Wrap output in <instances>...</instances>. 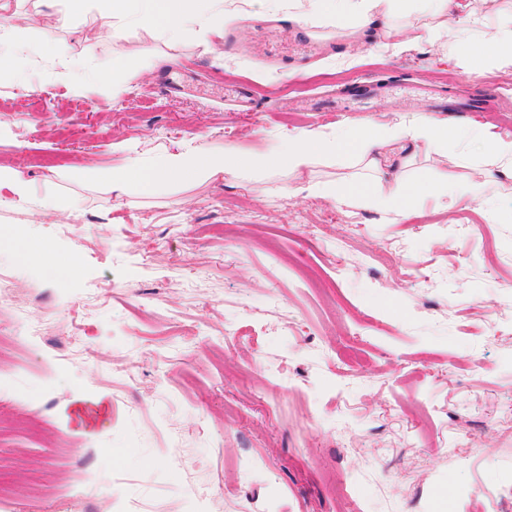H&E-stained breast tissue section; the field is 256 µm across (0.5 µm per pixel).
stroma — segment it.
Wrapping results in <instances>:
<instances>
[{"label": "stroma", "mask_w": 512, "mask_h": 512, "mask_svg": "<svg viewBox=\"0 0 512 512\" xmlns=\"http://www.w3.org/2000/svg\"><path fill=\"white\" fill-rule=\"evenodd\" d=\"M242 9L170 41L101 32L91 11L59 25L54 0H0L18 54L0 73V169L32 196L0 189V274L27 319L50 323L35 342L0 310V512H507L511 179L451 211L421 195L404 217L311 192L352 178L342 159L259 190L224 175L118 194L90 172L423 121L425 90L488 100L445 118L512 139V65L467 68L438 40L393 57L376 28L355 42L321 26L298 47L263 0ZM365 80L384 89L369 107L301 109ZM239 86L253 111L225 98ZM474 150L421 151L408 171L462 185ZM49 194L73 208L37 217ZM16 228L51 244L48 264L16 259ZM74 254L77 273L55 278ZM96 400L109 416L82 434L73 410ZM462 426L476 450L460 463L445 445Z\"/></svg>", "instance_id": "35a3bbf8"}]
</instances>
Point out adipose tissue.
I'll return each mask as SVG.
<instances>
[{"label": "adipose tissue", "instance_id": "obj_1", "mask_svg": "<svg viewBox=\"0 0 512 512\" xmlns=\"http://www.w3.org/2000/svg\"><path fill=\"white\" fill-rule=\"evenodd\" d=\"M62 18H71L82 8H94L102 28L125 22L175 41L196 25L232 22L237 14L225 10L224 0H62ZM269 11L299 10L309 4L310 11L300 21L311 27L321 24L322 17L350 18L342 34L357 38L364 26L377 21L394 48H403L398 26L394 19L407 10L418 9L424 22L423 32L434 37L453 34L455 39L469 48L468 59L479 66L489 61L512 63V17H505L496 9V0H483L484 10H476L471 0H266ZM480 141L483 149L476 172L466 186L448 181L432 185L431 191L446 208H453L460 200H481L494 170L512 173V139H488L474 129H463L436 120L417 122L399 119L392 123L369 120L358 125H342L332 131L311 130L299 137L279 140L266 151L251 154L237 147H225L223 152L200 145L185 151L162 152L155 155L149 165L131 161L122 169L106 175L113 191L125 192L130 185H139L143 192H151L165 182L211 178L223 173L236 176L249 183L261 182L272 170L285 168L294 176H302L322 158L342 157L352 165L373 173L369 192L360 197L362 204L378 206L409 215L421 194L420 184L398 172L390 181L376 178L379 157L394 147L405 144H425L434 152L442 153L449 142Z\"/></svg>", "mask_w": 512, "mask_h": 512}]
</instances>
